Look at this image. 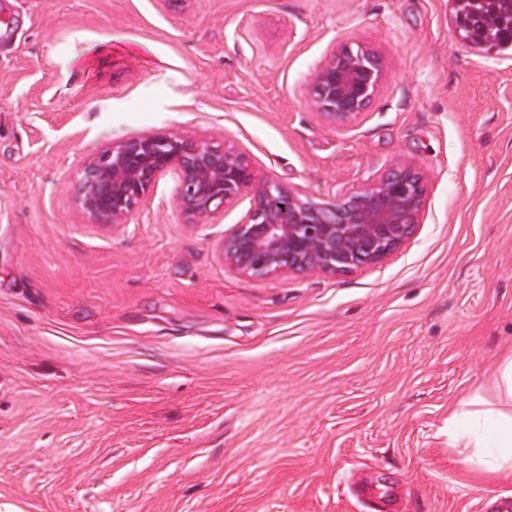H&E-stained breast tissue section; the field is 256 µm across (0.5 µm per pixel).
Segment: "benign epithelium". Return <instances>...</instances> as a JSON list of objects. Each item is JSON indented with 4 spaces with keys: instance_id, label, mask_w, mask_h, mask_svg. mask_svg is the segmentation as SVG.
<instances>
[{
    "instance_id": "7a95c632",
    "label": "benign epithelium",
    "mask_w": 512,
    "mask_h": 512,
    "mask_svg": "<svg viewBox=\"0 0 512 512\" xmlns=\"http://www.w3.org/2000/svg\"><path fill=\"white\" fill-rule=\"evenodd\" d=\"M484 7L486 24L505 13L495 0H455ZM386 73L367 46L341 44L328 53L308 84L309 98L335 127L352 126L365 113ZM167 172L179 179L175 203L191 224H203L225 205L252 199L246 219L224 238V264L266 278L281 274H343L377 264L399 250L424 220L425 176L399 163L370 183L317 200L303 189L257 176L232 145L179 133L128 138L93 157L82 169L77 205L88 216L118 226Z\"/></svg>"
}]
</instances>
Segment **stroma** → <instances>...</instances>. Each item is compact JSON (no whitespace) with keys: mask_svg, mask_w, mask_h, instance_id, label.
<instances>
[{"mask_svg":"<svg viewBox=\"0 0 512 512\" xmlns=\"http://www.w3.org/2000/svg\"><path fill=\"white\" fill-rule=\"evenodd\" d=\"M0 512H488L512 481L452 448L448 409L512 345V50L451 0H0ZM386 78L353 127L306 84L332 47ZM178 131L317 197L395 161L424 221L382 262L268 279L225 266L159 177L126 224L81 168ZM458 25L461 28L462 39L472 44L483 46L488 50L492 48L502 50L508 48L509 45L512 48V37L510 35L512 26L511 29L505 26L503 29H489L487 33H484L481 30L478 15L467 16L465 20L459 21Z\"/></svg>","mask_w":512,"mask_h":512,"instance_id":"1","label":"stroma"}]
</instances>
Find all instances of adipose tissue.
Wrapping results in <instances>:
<instances>
[{
    "label": "adipose tissue",
    "mask_w": 512,
    "mask_h": 512,
    "mask_svg": "<svg viewBox=\"0 0 512 512\" xmlns=\"http://www.w3.org/2000/svg\"><path fill=\"white\" fill-rule=\"evenodd\" d=\"M494 389L495 398L478 391L450 410V438L457 447L484 453L488 469L512 476V348L497 361Z\"/></svg>",
    "instance_id": "ef3b65f1"
}]
</instances>
